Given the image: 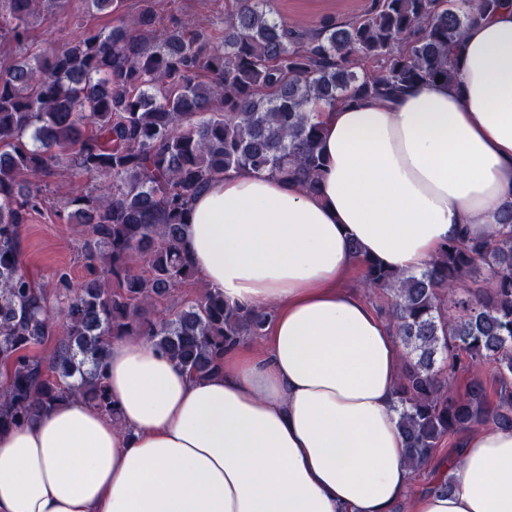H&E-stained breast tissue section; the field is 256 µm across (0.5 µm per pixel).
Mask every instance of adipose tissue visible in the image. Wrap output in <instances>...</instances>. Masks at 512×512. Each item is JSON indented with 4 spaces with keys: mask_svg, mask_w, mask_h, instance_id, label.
Segmentation results:
<instances>
[{
    "mask_svg": "<svg viewBox=\"0 0 512 512\" xmlns=\"http://www.w3.org/2000/svg\"><path fill=\"white\" fill-rule=\"evenodd\" d=\"M459 78L396 100L320 101L312 191L249 169L190 203L182 244L226 302L273 312L197 376L143 338L110 342L111 417L79 399L0 433V512H512V429L461 440L455 486L410 495L393 329L345 282L486 238L512 206V0L469 26Z\"/></svg>",
    "mask_w": 512,
    "mask_h": 512,
    "instance_id": "adipose-tissue-1",
    "label": "adipose tissue"
}]
</instances>
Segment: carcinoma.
<instances>
[{"label":"carcinoma","mask_w":512,"mask_h":512,"mask_svg":"<svg viewBox=\"0 0 512 512\" xmlns=\"http://www.w3.org/2000/svg\"><path fill=\"white\" fill-rule=\"evenodd\" d=\"M370 0L363 14L297 29L274 0H236L224 30L174 24L151 36L149 7L105 30L0 71V432L78 396L109 416L106 347L141 336L195 375L245 336L264 334L270 310L206 291L172 314L154 303L195 272L179 246L192 198L230 169L266 172L307 190L324 173L313 99H394L424 81H454L451 51L500 0ZM66 0H0V41L19 46L31 21ZM108 184L70 197L57 217L88 225L94 273L52 287L20 263L22 229L41 213L38 183L64 163ZM504 230L444 244L419 274L365 259L363 287L390 295L385 314L405 351L397 412L406 460L420 469L440 442L476 426L512 429V209ZM145 270L131 266L133 255ZM483 276L486 286L465 280ZM55 338L51 354L34 350ZM494 364L461 395L443 375Z\"/></svg>","instance_id":"cac0c4a2"}]
</instances>
